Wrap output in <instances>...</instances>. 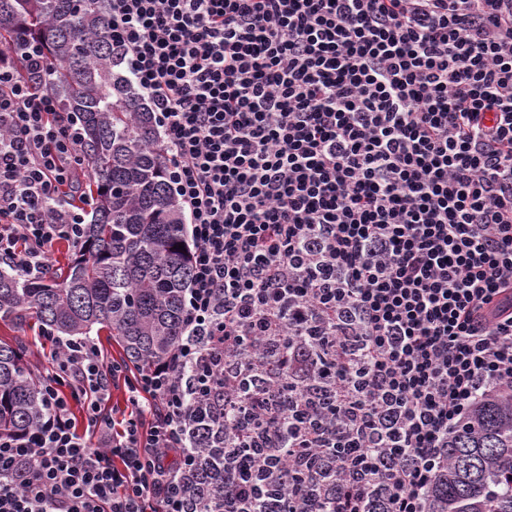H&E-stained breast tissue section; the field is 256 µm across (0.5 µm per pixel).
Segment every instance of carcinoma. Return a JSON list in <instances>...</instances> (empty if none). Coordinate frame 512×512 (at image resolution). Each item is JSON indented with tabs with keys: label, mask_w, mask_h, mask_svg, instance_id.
<instances>
[{
	"label": "carcinoma",
	"mask_w": 512,
	"mask_h": 512,
	"mask_svg": "<svg viewBox=\"0 0 512 512\" xmlns=\"http://www.w3.org/2000/svg\"><path fill=\"white\" fill-rule=\"evenodd\" d=\"M24 30L46 48L52 85L83 129L80 155L94 201L82 246L46 280L0 270V313L55 336L105 330L126 363L145 371L181 340L191 267L179 199L170 187L152 112L117 68L103 0H0V43ZM47 414L21 343L0 342V434H23ZM197 470L224 489V467L200 442ZM447 494L436 512H512V393L477 405L452 440Z\"/></svg>",
	"instance_id": "carcinoma-1"
}]
</instances>
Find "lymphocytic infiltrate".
Instances as JSON below:
<instances>
[{"instance_id":"f902f5d3","label":"lymphocytic infiltrate","mask_w":512,"mask_h":512,"mask_svg":"<svg viewBox=\"0 0 512 512\" xmlns=\"http://www.w3.org/2000/svg\"><path fill=\"white\" fill-rule=\"evenodd\" d=\"M105 14L187 217L183 339L135 373L52 337L47 415L0 436V512H202L190 449L219 414L231 512H430L449 438L512 387V0ZM47 61L0 50V267L36 280L85 226Z\"/></svg>"}]
</instances>
